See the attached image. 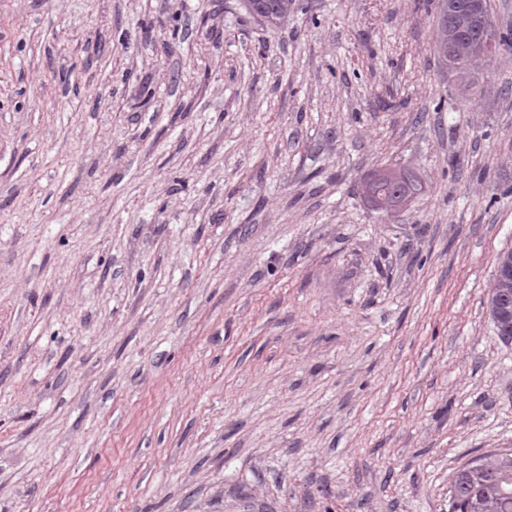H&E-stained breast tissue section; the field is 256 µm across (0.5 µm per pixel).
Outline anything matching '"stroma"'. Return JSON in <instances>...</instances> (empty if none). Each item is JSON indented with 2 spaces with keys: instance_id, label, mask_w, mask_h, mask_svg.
<instances>
[{
  "instance_id": "obj_1",
  "label": "stroma",
  "mask_w": 512,
  "mask_h": 512,
  "mask_svg": "<svg viewBox=\"0 0 512 512\" xmlns=\"http://www.w3.org/2000/svg\"><path fill=\"white\" fill-rule=\"evenodd\" d=\"M435 6L0 0V512H449L512 446V50L464 92ZM497 272L488 299L490 318L499 339L508 343L512 339V250H505L496 259Z\"/></svg>"
}]
</instances>
